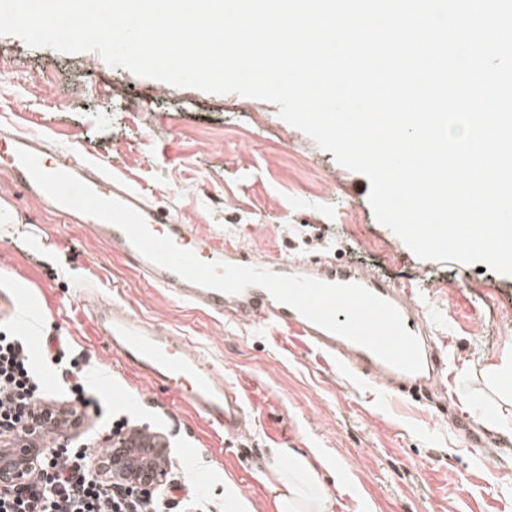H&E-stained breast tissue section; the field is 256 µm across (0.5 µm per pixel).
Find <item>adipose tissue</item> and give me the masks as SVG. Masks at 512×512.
<instances>
[{"mask_svg":"<svg viewBox=\"0 0 512 512\" xmlns=\"http://www.w3.org/2000/svg\"><path fill=\"white\" fill-rule=\"evenodd\" d=\"M324 458L318 449L270 448L266 468L274 474V512H336L343 488H329L318 473Z\"/></svg>","mask_w":512,"mask_h":512,"instance_id":"1","label":"adipose tissue"}]
</instances>
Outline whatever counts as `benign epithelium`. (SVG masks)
<instances>
[{
  "label": "benign epithelium",
  "mask_w": 512,
  "mask_h": 512,
  "mask_svg": "<svg viewBox=\"0 0 512 512\" xmlns=\"http://www.w3.org/2000/svg\"><path fill=\"white\" fill-rule=\"evenodd\" d=\"M67 422L70 430L61 435L63 441L74 440L87 432L85 419L74 414L71 407L60 408L49 402H38L27 419L21 424L23 434L16 440L11 436H0V445L13 449V458L0 466V486L21 484L28 473L38 468L48 449L43 446V437L54 425ZM91 468L95 478L110 487L120 481L136 491L155 489L168 483L170 472L167 442L158 435L152 461L141 464L127 456L93 455Z\"/></svg>",
  "instance_id": "1"
}]
</instances>
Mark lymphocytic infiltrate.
Returning a JSON list of instances; mask_svg holds the SVG:
<instances>
[{
    "label": "lymphocytic infiltrate",
    "instance_id": "1",
    "mask_svg": "<svg viewBox=\"0 0 512 512\" xmlns=\"http://www.w3.org/2000/svg\"><path fill=\"white\" fill-rule=\"evenodd\" d=\"M45 396L22 338L0 335V433L16 432ZM86 449L51 450L37 480L0 488V512H193L198 496L173 498L163 488L133 495L122 486L104 487L89 473Z\"/></svg>",
    "mask_w": 512,
    "mask_h": 512
}]
</instances>
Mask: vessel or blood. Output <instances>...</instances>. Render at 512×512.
<instances>
[{"instance_id": "vessel-or-blood-1", "label": "vessel or blood", "mask_w": 512, "mask_h": 512, "mask_svg": "<svg viewBox=\"0 0 512 512\" xmlns=\"http://www.w3.org/2000/svg\"><path fill=\"white\" fill-rule=\"evenodd\" d=\"M22 148L35 153L45 171L72 174L97 195L115 198L133 207L145 218L153 234L170 237L177 246L194 252L200 260L362 285L399 311L405 328L420 344L423 368L415 374L399 371L366 348L316 326L292 307L277 302L262 288L250 287L233 295L188 282L146 259L118 226L64 208L65 216L86 225L93 235L104 238L113 253L130 260L155 285L194 306L288 332L351 371L354 377L385 386L401 397L420 399L432 389L444 388L442 375L448 368L446 347L437 342L434 318L426 314L416 291L398 287L376 274L331 257L289 256L272 261L244 247L223 244L202 234L194 225L175 223L169 210L143 202L130 185L104 172L89 157L50 147L38 136L21 135L4 127H0V189L11 191L20 187L37 199L46 200V193L33 182L18 157ZM88 319L95 335L105 339L126 366L173 391L209 428L228 437L245 433L240 397L200 352L169 331L150 325L113 303L89 308Z\"/></svg>"}]
</instances>
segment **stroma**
<instances>
[{
	"instance_id": "35a3bbf8",
	"label": "stroma",
	"mask_w": 512,
	"mask_h": 512,
	"mask_svg": "<svg viewBox=\"0 0 512 512\" xmlns=\"http://www.w3.org/2000/svg\"><path fill=\"white\" fill-rule=\"evenodd\" d=\"M0 125L91 157L148 202L218 241L271 259L329 255L398 286L420 288L445 321L446 400L406 403L330 367L284 331L197 308L143 278L82 225L19 192L20 216L0 223V327L29 342L48 399L68 405L57 365L35 337H62L83 370L90 433L129 418L165 437L172 479L224 512L232 480L243 512H273L265 449L317 448L342 465L349 512H512V441L496 461L459 432L494 435L486 414L512 415V380L484 365L512 337V276L473 264L419 259L369 201L370 182L285 122L278 105L141 77L92 53L31 47L0 35ZM125 306L188 341L240 396L247 434L214 433L165 387L121 365L90 336L80 299Z\"/></svg>"
}]
</instances>
